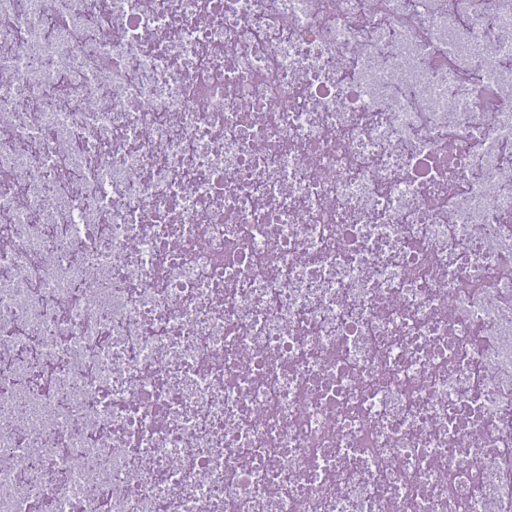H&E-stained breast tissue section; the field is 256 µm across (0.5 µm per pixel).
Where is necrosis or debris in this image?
Wrapping results in <instances>:
<instances>
[{
    "mask_svg": "<svg viewBox=\"0 0 512 512\" xmlns=\"http://www.w3.org/2000/svg\"><path fill=\"white\" fill-rule=\"evenodd\" d=\"M511 42L0 0V512H512Z\"/></svg>",
    "mask_w": 512,
    "mask_h": 512,
    "instance_id": "necrosis-or-debris-1",
    "label": "necrosis or debris"
}]
</instances>
